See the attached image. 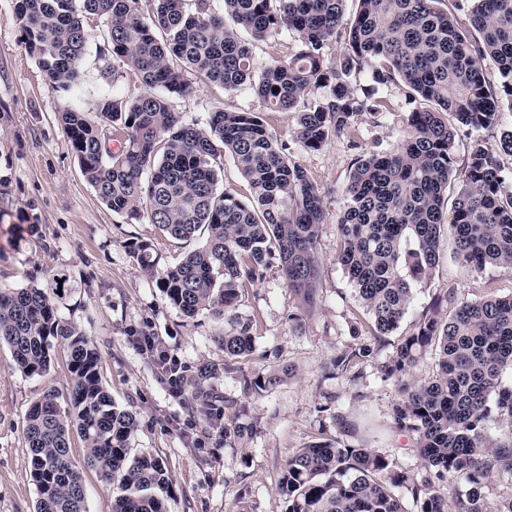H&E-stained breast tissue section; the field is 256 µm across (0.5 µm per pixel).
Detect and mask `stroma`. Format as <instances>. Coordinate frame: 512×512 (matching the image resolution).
I'll return each mask as SVG.
<instances>
[{
  "label": "stroma",
  "mask_w": 512,
  "mask_h": 512,
  "mask_svg": "<svg viewBox=\"0 0 512 512\" xmlns=\"http://www.w3.org/2000/svg\"><path fill=\"white\" fill-rule=\"evenodd\" d=\"M14 4L0 0V287L46 284L53 274H66L71 290L59 313L93 339L103 385L117 406L135 415L131 455L152 454L164 461L169 477L165 512H284L276 493L280 464L292 449L321 439L340 447L359 444V435L345 428L349 421L372 430V447L393 465L421 472L412 436L394 427L397 393L382 378V360L440 290L455 288L468 300L512 295V267L463 268L454 257L453 240L444 239L430 278L414 285L412 305L397 331L353 335L360 308L336 262V219L346 207L345 189L357 157L391 149L401 139L409 110L402 89H383L389 110L363 116L357 142L341 136L320 150L295 152L320 187L329 213L319 231L320 303L314 311L305 310L273 272L242 296L239 314L258 321L256 355L269 368L289 366L293 372L260 395L245 394L234 375L219 374L212 383L214 400L234 402L237 423L253 430L228 445L200 409L169 395L138 343L141 334L158 336L191 374L202 364L223 365L224 351L213 340L223 332V320L205 312L185 317L143 274L130 251L132 243L147 241L162 264L173 265L193 245L164 238L147 218L115 214L100 200L57 120L67 99L25 51ZM85 24L91 32L80 64L85 105L93 106L115 84L126 94H138L141 85L126 67H119L118 77L105 76L112 63L100 54L106 46L105 28L91 15ZM169 104L186 120L201 123L217 108L261 111L282 140L295 123L294 113L265 112L250 91L228 94L215 85H197L194 93ZM358 344L378 348V358L363 364L357 380L326 378V360ZM71 386L63 350H55L46 373L28 376L13 366L8 348L0 346V512H34L36 490L22 438L23 419L44 391L55 390L65 399ZM84 455L81 438L72 436L70 457L82 467L88 512H112L115 492L84 466Z\"/></svg>",
  "instance_id": "1"
}]
</instances>
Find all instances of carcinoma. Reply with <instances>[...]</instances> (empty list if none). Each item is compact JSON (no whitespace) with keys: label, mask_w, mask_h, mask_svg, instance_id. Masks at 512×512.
Here are the masks:
<instances>
[{"label":"carcinoma","mask_w":512,"mask_h":512,"mask_svg":"<svg viewBox=\"0 0 512 512\" xmlns=\"http://www.w3.org/2000/svg\"><path fill=\"white\" fill-rule=\"evenodd\" d=\"M15 0L21 44L35 57L70 105L59 112L87 182L115 213L146 214L163 236L204 241L174 265L158 266L152 244L131 245L140 269L171 305L193 318L224 317L215 336L224 349V373H240L247 392L278 386L288 369L242 370L253 354L254 319L238 313L246 288L278 267L283 284L308 308L318 299L319 229L326 201L293 156L291 145L319 150L334 136L354 138L357 117L386 109L379 87L403 88L407 130L391 149L357 158L346 188L347 206L337 221L336 260L348 276L361 315L354 332L374 336L399 328L413 300L412 285L427 280L438 261L443 235L453 236L456 258L467 269L512 266V183L502 175V156L512 157V129L492 148L472 137L461 184L446 218L448 184L456 180L457 127L478 132L512 110V0H357L346 19L347 0ZM107 27L108 53L133 71L142 92L101 95L92 110L81 99L79 65L90 34L82 15ZM245 31L257 41L284 32L296 50L257 65ZM345 34L336 60L326 48ZM491 60L492 84L482 62ZM371 70L359 90L352 78ZM228 93L248 85L269 112H293V144L274 138L259 113L217 108L204 124L169 107L173 97L194 92L188 75ZM325 93H319V90ZM112 127L117 150L104 129ZM230 155L249 197L224 189L221 171ZM0 288V345L14 367L29 376L50 367L57 344L67 355L72 387L65 402L45 391L29 408L23 438L37 491L35 512H88L81 471L73 464L70 437L85 446V463L116 488L112 512H165L169 478L163 460L130 456L134 414L112 403L98 375L99 351L86 331L59 314V281ZM431 375L413 376L426 354ZM378 349L358 345L331 357L325 374L359 376V366ZM398 386L396 428L413 435L433 478L419 480L396 469L365 445L319 441L289 453L277 493L284 512H485L483 488L497 475H512V295L459 301L454 290L436 295L413 330L381 366ZM215 368L204 366L183 381L195 401L210 397ZM509 434L488 433L487 422ZM252 429L224 419V441ZM465 487L460 492L459 487Z\"/></svg>","instance_id":"1"}]
</instances>
